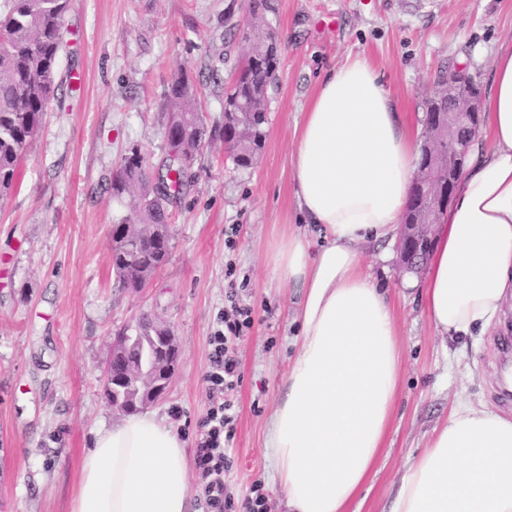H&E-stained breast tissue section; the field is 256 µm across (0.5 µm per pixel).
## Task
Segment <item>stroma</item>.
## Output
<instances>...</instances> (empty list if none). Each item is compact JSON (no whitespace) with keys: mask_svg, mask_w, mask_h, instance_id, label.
Instances as JSON below:
<instances>
[{"mask_svg":"<svg viewBox=\"0 0 512 512\" xmlns=\"http://www.w3.org/2000/svg\"><path fill=\"white\" fill-rule=\"evenodd\" d=\"M249 0H71L60 89L0 196V512H71L94 433L119 422L103 372L119 327L141 314L169 324L181 357L168 394L150 404L195 448L209 408L210 337L237 297L253 309L229 394L234 438L224 481L235 499L260 489L286 512L263 454L268 418L298 333L296 288L271 275L268 250L297 223L290 149L324 73L362 54L390 87L401 118L421 132V103L448 64L468 59L488 84L499 45L512 39V0H272L282 63L268 90L266 141L235 168L221 140L200 152L189 190L172 206L173 249L147 288L115 284L110 230L127 214L112 196L122 155H166L164 91L179 68L197 82L210 121L242 61L239 24ZM364 266L390 291L403 349V384L386 448L359 512H385L406 461L422 451L454 400L512 411L500 395L505 324L449 339L421 313L392 242L368 244Z\"/></svg>","mask_w":512,"mask_h":512,"instance_id":"1","label":"stroma"}]
</instances>
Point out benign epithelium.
I'll list each match as a JSON object with an SVG mask.
<instances>
[{
  "instance_id": "7a95c632",
  "label": "benign epithelium",
  "mask_w": 512,
  "mask_h": 512,
  "mask_svg": "<svg viewBox=\"0 0 512 512\" xmlns=\"http://www.w3.org/2000/svg\"><path fill=\"white\" fill-rule=\"evenodd\" d=\"M448 97V111L435 112L427 121L423 152L428 160L420 161L414 184L427 190L426 202L415 220L401 225L398 241L400 264L412 271L421 269L425 256L434 245L435 232L444 211L453 200L452 184L461 176L468 159V143L464 131L481 129L482 112L479 82L462 70L448 74L443 86L434 87ZM155 343L161 350L159 360L147 370L126 367L121 377H112L106 384L109 404L124 412L126 406L119 396L120 388L138 382L147 387L149 401L162 399L173 378L180 347L170 326H158Z\"/></svg>"
}]
</instances>
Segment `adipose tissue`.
<instances>
[{
  "label": "adipose tissue",
  "mask_w": 512,
  "mask_h": 512,
  "mask_svg": "<svg viewBox=\"0 0 512 512\" xmlns=\"http://www.w3.org/2000/svg\"><path fill=\"white\" fill-rule=\"evenodd\" d=\"M482 111L420 288L424 315L451 338L495 324L512 298V42L492 61ZM415 141L361 55L321 78L293 141L303 224L276 237L272 271L300 291V336L263 446L287 512H351L386 447L402 349L362 249L397 234ZM189 472L172 425L153 412L126 417L96 433L71 512H192ZM389 512H512V415L453 402L406 463Z\"/></svg>",
  "instance_id": "adipose-tissue-1"
}]
</instances>
